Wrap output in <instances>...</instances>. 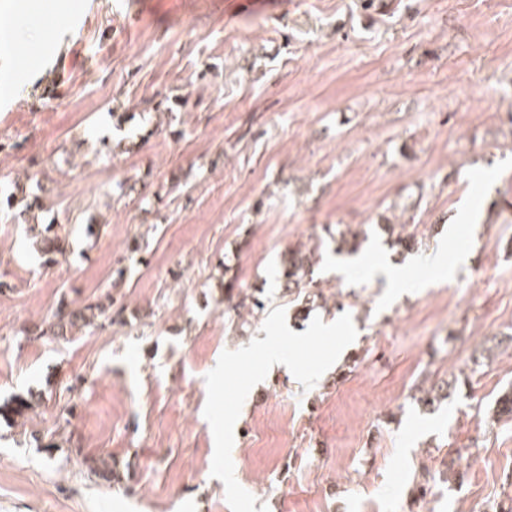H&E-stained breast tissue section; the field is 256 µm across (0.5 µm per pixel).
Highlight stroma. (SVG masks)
I'll use <instances>...</instances> for the list:
<instances>
[{"instance_id": "stroma-1", "label": "stroma", "mask_w": 512, "mask_h": 512, "mask_svg": "<svg viewBox=\"0 0 512 512\" xmlns=\"http://www.w3.org/2000/svg\"><path fill=\"white\" fill-rule=\"evenodd\" d=\"M68 2L0 0V26L68 30L58 52L0 39L33 79L0 96V401L42 397L0 422V512H507L512 0ZM339 226L370 229L360 254ZM443 241L468 259L440 280ZM316 243L327 303L299 324L280 259ZM228 272L265 304L237 327ZM63 299L108 314L36 335ZM331 239L336 243L335 252L341 254H356L368 239V232L361 228L355 232L351 230H342L336 227V236L331 234Z\"/></svg>"}]
</instances>
